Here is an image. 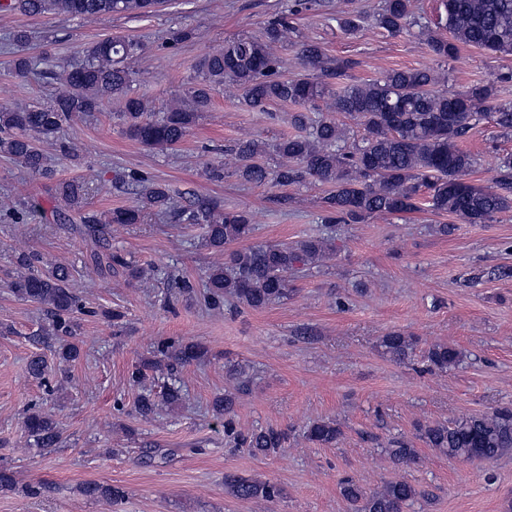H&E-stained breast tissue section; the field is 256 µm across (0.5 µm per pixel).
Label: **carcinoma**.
<instances>
[{
    "instance_id": "cac0c4a2",
    "label": "carcinoma",
    "mask_w": 512,
    "mask_h": 512,
    "mask_svg": "<svg viewBox=\"0 0 512 512\" xmlns=\"http://www.w3.org/2000/svg\"><path fill=\"white\" fill-rule=\"evenodd\" d=\"M162 0H0V12L25 15H70L100 19L114 14L144 15ZM442 26L450 37L428 38L430 51L444 61L456 58L462 45L501 54H512V0H442ZM375 24L391 33H402L417 24L414 0H382L374 15ZM362 21L354 10L336 12L339 30L351 35ZM290 26L284 17L273 19L259 38L239 37L224 44V49L202 57L196 69L201 78L180 103L162 112H152L143 98L132 92V71L127 60L140 46L132 40L105 38L83 50L76 65L62 63L51 72L63 85V91L48 103L20 107H0V153L28 170L48 175L40 144L51 142L64 124L99 111L116 97L123 102L120 120L127 134L150 150L174 149L208 111L212 92L225 84L236 86L241 103L263 111L272 103H291L302 107L292 116L294 126L303 134L281 137L272 145L283 159L271 171L258 162L266 152L262 143L246 139L235 142L229 151L236 158L232 174L255 185L269 182L288 186L308 177L331 187L324 198L327 224H356L374 215L411 213L424 201L431 212L450 215L465 224H487L503 212L512 211V153L498 157V176L494 186L482 187L468 180L476 165L474 156L461 149L459 142L482 118L489 119L504 134L512 135V103H499L492 84H475L463 92L448 93L436 89L438 76L430 68L394 69L379 78L345 83L344 77L355 62L329 57L316 41L297 44L298 55L309 71L303 78L278 75L276 48L288 42ZM333 112H344L358 119L362 133L351 143L331 118L313 122L307 111L320 110V103ZM55 194L73 208H81L79 188L59 183ZM171 208L169 190L162 184L143 187L136 206L117 208L100 219L94 214L81 218L84 233L95 245L106 240L114 224H138L148 209ZM186 224L206 227V245L224 249L252 232V224L243 211H226L213 199L199 200L177 211ZM334 249L330 237H310L294 244H266L237 249L223 266L209 269L206 278L207 305L216 309L224 298L233 297L252 308L288 297V273L319 260ZM34 255L16 256L18 267L26 273L10 284L12 292L43 307L48 326L45 334L54 338L60 363L80 356V347L71 341L78 328L76 314L84 313L79 298L70 288L68 271L55 268L38 270ZM132 278L141 276L124 256L112 250H91L84 264L86 275L112 273L115 267ZM387 354L396 360L410 357L415 339L392 331L382 339ZM164 357L179 364L201 359L206 350L193 342L164 341L158 346ZM463 354L456 347L436 343L427 352L431 365L440 370L458 365ZM184 398L176 384L167 386L162 399L142 394L136 410L142 416L156 412L159 405L177 406ZM234 398L226 394L214 401L216 416L224 418V434L254 455L270 456L283 448L285 434L261 429L245 436L236 431L232 416ZM23 428L35 445L50 453L61 440L55 419L33 407ZM341 430L332 420L312 423L306 439L318 446L336 444ZM419 439L450 459L494 461L512 451V407L504 406L487 414L471 415L455 422L428 424L419 428ZM390 458L407 463L415 460L417 449L406 439L390 442L384 449ZM229 492L242 500L272 501L281 494L269 482L236 475L224 477ZM88 499L124 497L119 487L97 482L81 485ZM341 495L353 512H403L418 496V489L406 480L386 483L382 490L368 493L352 480L342 484Z\"/></svg>"
}]
</instances>
